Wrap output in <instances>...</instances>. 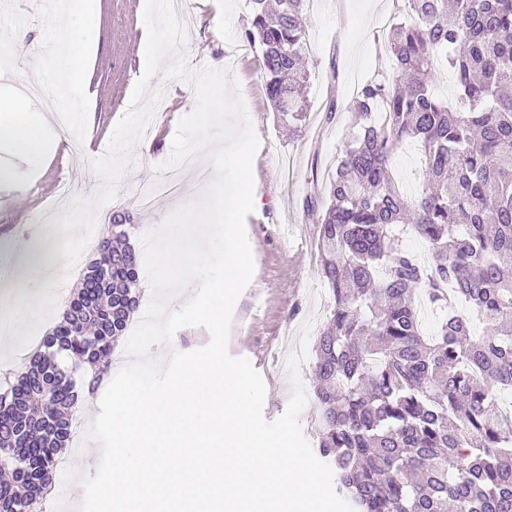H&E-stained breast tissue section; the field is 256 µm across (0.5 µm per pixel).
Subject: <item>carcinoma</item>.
I'll list each match as a JSON object with an SVG mask.
<instances>
[{
  "label": "carcinoma",
  "instance_id": "obj_1",
  "mask_svg": "<svg viewBox=\"0 0 512 512\" xmlns=\"http://www.w3.org/2000/svg\"><path fill=\"white\" fill-rule=\"evenodd\" d=\"M242 38L292 133L308 120V0H250ZM383 66L350 106L353 133L310 200L319 275L333 296L317 337L316 452L355 512H512V0H399ZM451 70L456 101L432 84ZM423 153L421 191L390 169ZM420 237L430 263L402 241ZM127 225H108L60 323L6 381L0 512H41L73 409L112 370L139 307ZM439 313L423 333L417 299ZM485 323L474 335L473 318Z\"/></svg>",
  "mask_w": 512,
  "mask_h": 512
}]
</instances>
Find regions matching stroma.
<instances>
[{
	"label": "stroma",
	"mask_w": 512,
	"mask_h": 512,
	"mask_svg": "<svg viewBox=\"0 0 512 512\" xmlns=\"http://www.w3.org/2000/svg\"><path fill=\"white\" fill-rule=\"evenodd\" d=\"M392 2L309 0L305 25L309 42L316 46L311 113L306 128L295 137L278 122L265 95L256 53L242 38L250 17L249 0H192L183 17L189 66L231 70L261 140L253 162L258 200L246 220L255 273L235 304L228 350L252 361L267 358L261 375L269 421L277 419L289 401L287 355L297 349L300 336L316 341L330 313L332 295L318 275L315 230L304 211L305 201L335 172L351 131L348 106L383 52V33L394 15ZM143 6L144 0H96L94 11L85 13L74 5L60 6L58 0H0V97L35 76L43 83L51 108L76 117L67 127L39 129L46 150L37 159L0 154V165L17 171L16 176L0 177V267H16L25 248L45 241V230L31 224L44 205L59 203L66 190L90 195L84 179L91 172L90 160L97 156L92 140L110 138L121 118L114 102L130 97L142 74L128 60L131 38L144 27ZM66 32L92 47L85 69L94 81L92 95L74 92L71 65L52 53ZM195 105L189 83H166L165 95L133 151L135 164L121 177L114 200L99 209L97 224L129 214L135 224L131 242L138 246L180 206L179 198L159 196L143 208L135 205L134 197L139 188L161 179L159 166L171 155L177 124ZM331 105L336 112L329 121L325 112ZM89 107L95 111V122L88 128L78 117ZM38 190L43 193L39 200L34 197ZM98 412L94 400L78 410L81 426L61 453L68 468L57 473L53 496L69 499L77 494L72 479L84 466L82 426Z\"/></svg>",
	"instance_id": "obj_1"
}]
</instances>
